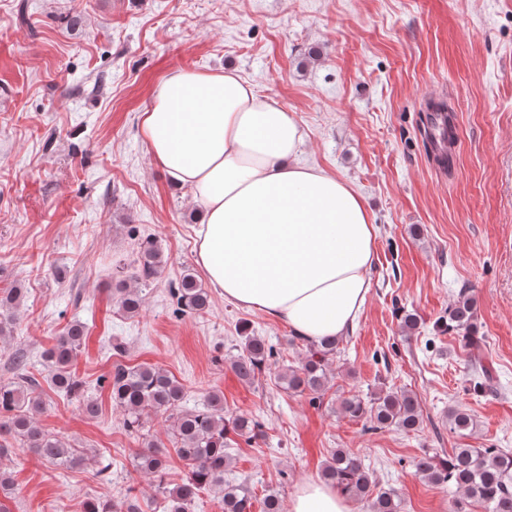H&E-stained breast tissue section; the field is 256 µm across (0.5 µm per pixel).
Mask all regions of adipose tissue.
I'll return each instance as SVG.
<instances>
[{
    "instance_id": "adipose-tissue-1",
    "label": "adipose tissue",
    "mask_w": 512,
    "mask_h": 512,
    "mask_svg": "<svg viewBox=\"0 0 512 512\" xmlns=\"http://www.w3.org/2000/svg\"><path fill=\"white\" fill-rule=\"evenodd\" d=\"M141 132L174 185L202 206L196 261L225 300L288 322L307 342L342 335L369 292L376 228L344 178L299 163L304 135L272 96L232 73L177 69ZM288 512H352L302 483Z\"/></svg>"
}]
</instances>
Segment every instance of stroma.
<instances>
[{
	"label": "stroma",
	"mask_w": 512,
	"mask_h": 512,
	"mask_svg": "<svg viewBox=\"0 0 512 512\" xmlns=\"http://www.w3.org/2000/svg\"><path fill=\"white\" fill-rule=\"evenodd\" d=\"M178 68L232 71L278 98L304 132L301 162L345 178L377 228L370 290L319 403L229 367L246 333L274 345L278 365L297 364L286 321L217 293L202 315L171 302L170 284L199 270L200 206L152 158L141 115ZM439 94L458 119L444 174L423 131L425 101ZM147 237L166 264L129 317L115 288L133 282ZM464 286L474 318L452 329ZM15 287L0 380L24 349L40 425L87 460L59 468L12 444L9 512H85L87 500L128 496L151 512L155 491L132 466L142 441L112 406L119 364L166 369L186 385L187 408L218 391L226 412L263 423V439L234 437L224 473L256 499L289 500L345 448L404 512H451L455 492L416 475L419 457L512 451V0H0V293ZM408 314L418 326L406 332ZM76 320L88 335L70 397L52 386L45 353ZM472 336L483 339L478 361ZM389 388L417 398L418 430H375L338 411L340 397ZM86 399L97 414L84 413ZM458 405L474 420L464 436L448 423Z\"/></svg>",
	"instance_id": "35a3bbf8"
}]
</instances>
